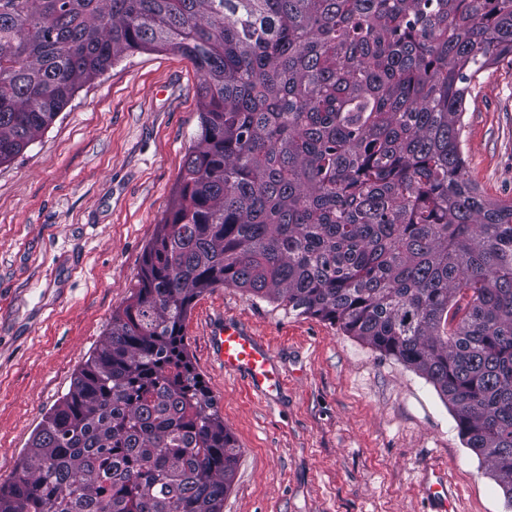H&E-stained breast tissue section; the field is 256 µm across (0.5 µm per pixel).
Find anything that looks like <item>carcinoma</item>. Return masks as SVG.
<instances>
[{"mask_svg": "<svg viewBox=\"0 0 512 512\" xmlns=\"http://www.w3.org/2000/svg\"><path fill=\"white\" fill-rule=\"evenodd\" d=\"M201 73L200 134L127 304L0 486V512H223L239 454L194 299L240 288L426 378L512 509V201L461 149L512 0H0V164L137 51Z\"/></svg>", "mask_w": 512, "mask_h": 512, "instance_id": "carcinoma-1", "label": "carcinoma"}]
</instances>
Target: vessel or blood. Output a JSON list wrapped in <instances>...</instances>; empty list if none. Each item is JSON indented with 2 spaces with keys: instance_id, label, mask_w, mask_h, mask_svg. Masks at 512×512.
<instances>
[{
  "instance_id": "vessel-or-blood-1",
  "label": "vessel or blood",
  "mask_w": 512,
  "mask_h": 512,
  "mask_svg": "<svg viewBox=\"0 0 512 512\" xmlns=\"http://www.w3.org/2000/svg\"><path fill=\"white\" fill-rule=\"evenodd\" d=\"M211 341L225 371L244 375L252 391L267 396L283 387L267 348L246 327L223 322L213 330ZM423 494L431 512H451L454 495L443 476L427 480Z\"/></svg>"
}]
</instances>
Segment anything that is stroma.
Segmentation results:
<instances>
[{
	"label": "stroma",
	"instance_id": "1",
	"mask_svg": "<svg viewBox=\"0 0 512 512\" xmlns=\"http://www.w3.org/2000/svg\"><path fill=\"white\" fill-rule=\"evenodd\" d=\"M201 74L172 52L122 55L0 166V485L135 288L199 131ZM461 147L477 193L512 200V56L484 71ZM244 323L285 379L251 392L225 372L211 325ZM191 364L239 449L224 512H428V465L455 512H505L486 463L423 376L318 318L233 287L198 296Z\"/></svg>",
	"mask_w": 512,
	"mask_h": 512
}]
</instances>
